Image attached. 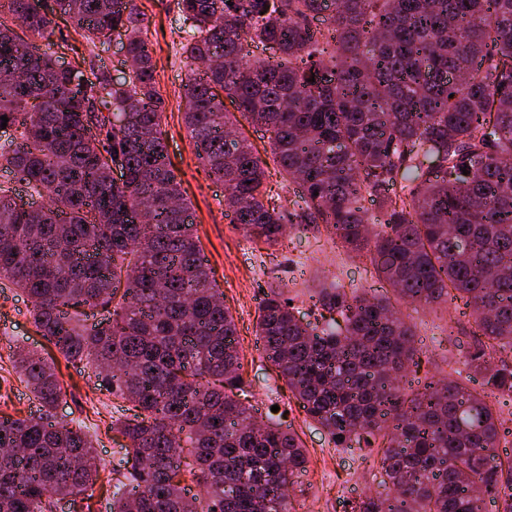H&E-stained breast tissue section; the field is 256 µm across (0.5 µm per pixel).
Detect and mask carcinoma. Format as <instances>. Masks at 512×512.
Segmentation results:
<instances>
[{
	"mask_svg": "<svg viewBox=\"0 0 512 512\" xmlns=\"http://www.w3.org/2000/svg\"><path fill=\"white\" fill-rule=\"evenodd\" d=\"M0 0V169L42 203L0 185V276L32 303L37 331L66 365L91 369L130 404L112 424L127 444L112 512H291L306 449L257 423L236 324L210 278L161 130L164 100L136 0H54L93 44L120 28L138 72L112 79L62 68L52 16ZM187 29L185 122L237 227L268 245L284 219L324 225L366 252L396 297L465 300L476 324L470 369L512 392V0H176ZM316 19L321 27H312ZM47 41V48L24 39ZM277 59L244 63L251 44ZM111 108L97 111L100 98ZM229 99L274 133L280 173L301 187L286 214L255 147L226 149ZM123 172L114 177L111 162ZM321 322H300L279 289L256 335L305 414L339 448L382 439L380 484L350 512H512L504 421L456 379L411 396L413 327L385 296L321 288ZM112 308L87 327L86 310ZM16 364L39 415L0 412V512H53L99 477L81 428L49 422L55 364L20 347ZM200 488L188 495L182 465Z\"/></svg>",
	"mask_w": 512,
	"mask_h": 512,
	"instance_id": "carcinoma-1",
	"label": "carcinoma"
}]
</instances>
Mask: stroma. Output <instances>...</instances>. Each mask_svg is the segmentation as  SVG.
Segmentation results:
<instances>
[{
  "label": "stroma",
  "mask_w": 512,
  "mask_h": 512,
  "mask_svg": "<svg viewBox=\"0 0 512 512\" xmlns=\"http://www.w3.org/2000/svg\"><path fill=\"white\" fill-rule=\"evenodd\" d=\"M137 3L145 14L142 33L153 45L157 88L165 101L162 129L168 154L190 206L211 276L223 291L236 324L247 399L260 415H275L282 425L290 427L308 451L307 470L296 480L299 491L293 500L295 512H344L345 503L358 499L363 492H379L381 455L366 447H336L299 408L261 352L255 334L259 304L264 291L279 288L296 310L312 321L318 311L309 297L310 289L336 286L378 295L385 293V283L368 258L338 249L326 229L305 230L291 224L281 244L270 247L249 240L234 224L226 222L224 187L212 182L196 158L184 121V86L191 72L182 50V19L176 0ZM52 41L61 60L71 61L80 55L112 76L126 74L121 37L96 47L61 24ZM229 116L259 151L266 164L267 180L283 202L297 200L298 185L284 181L271 162L269 132L252 126L237 111H230ZM31 309L27 295L0 277V398L5 401V411L19 417L35 412L37 402L15 369L16 345L43 357L54 353L37 333ZM399 309L415 326L421 358L420 366L412 368L403 380L407 390L422 388L432 376L449 374L484 394L503 418L512 421V393L483 385L481 377L467 365L474 323L463 301L433 307L403 303ZM59 378L63 396L54 412L55 421L82 426L93 440L101 468L112 471L126 456V441L112 431L111 424L127 417V403L99 388L95 377L77 374L74 369H61Z\"/></svg>",
  "instance_id": "1"
}]
</instances>
